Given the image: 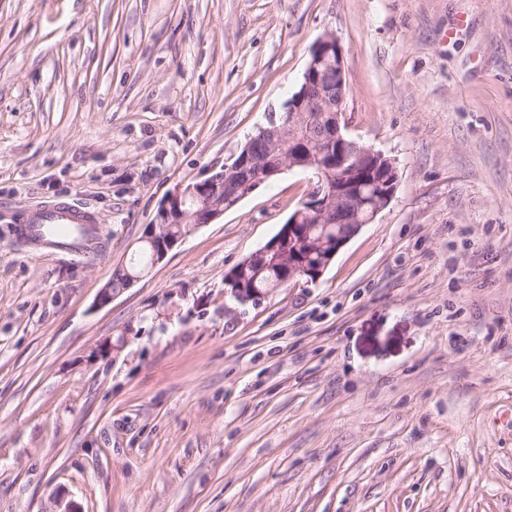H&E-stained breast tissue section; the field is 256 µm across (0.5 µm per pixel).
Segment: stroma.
I'll list each match as a JSON object with an SVG mask.
<instances>
[{"label":"stroma","instance_id":"35a3bbf8","mask_svg":"<svg viewBox=\"0 0 512 512\" xmlns=\"http://www.w3.org/2000/svg\"><path fill=\"white\" fill-rule=\"evenodd\" d=\"M327 32L389 205L316 283L232 303L309 189L286 170L98 306ZM58 200L101 255L16 242ZM71 504L512 512V0H0V512ZM141 250H139L137 246V258L135 262H131L130 264L125 266L115 267L113 269L112 276L109 279V281L112 283V287L109 284V282H107L104 285V287L100 290L97 296L98 305H106L110 303L115 296H117L125 289H127L128 283L130 287L138 279L136 277H132L129 282V274H132L134 272L139 274L141 272L140 270L145 268L148 264V254L145 253V251L147 250L143 247H141ZM121 288L125 289H123L119 293L112 292V290L119 291L121 290Z\"/></svg>","mask_w":512,"mask_h":512}]
</instances>
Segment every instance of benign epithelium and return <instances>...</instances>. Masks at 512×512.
<instances>
[{
	"mask_svg": "<svg viewBox=\"0 0 512 512\" xmlns=\"http://www.w3.org/2000/svg\"><path fill=\"white\" fill-rule=\"evenodd\" d=\"M347 95L344 49L338 37L330 32L312 47L300 89L286 102L285 114L279 119L270 116L269 124L258 131V138L269 141L276 149L260 155L253 148L255 138L252 137L233 164H224L222 172L181 185L168 196L141 239L151 252V265L163 261L197 226L223 217L225 197L240 201L268 179L300 166L312 173L310 189L301 207L288 218V226L280 236L240 262L226 276V284L232 286L230 293L235 300L243 304L258 300L256 293L243 288L241 275L256 258L276 251L285 236L288 253L297 257L309 252L311 244L324 252L316 274L321 277L338 250L387 207L399 182L395 174L384 189L373 195L368 192L373 187L371 180L365 175L356 176L359 163L335 154V147L343 142ZM308 120L322 130L319 151L315 154L310 150L307 159L297 160L290 148L305 143L300 129ZM169 224H185L187 228L173 235L168 232ZM304 224H334L336 240L328 242L321 238L313 243L310 234L302 229Z\"/></svg>",
	"mask_w": 512,
	"mask_h": 512,
	"instance_id": "obj_1",
	"label": "benign epithelium"
}]
</instances>
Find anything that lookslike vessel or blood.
Masks as SVG:
<instances>
[{
	"label": "vessel or blood",
	"instance_id": "b4317fda",
	"mask_svg": "<svg viewBox=\"0 0 512 512\" xmlns=\"http://www.w3.org/2000/svg\"><path fill=\"white\" fill-rule=\"evenodd\" d=\"M15 236L22 244L50 254L87 255L101 238L94 214L68 203H49L14 215Z\"/></svg>",
	"mask_w": 512,
	"mask_h": 512
}]
</instances>
